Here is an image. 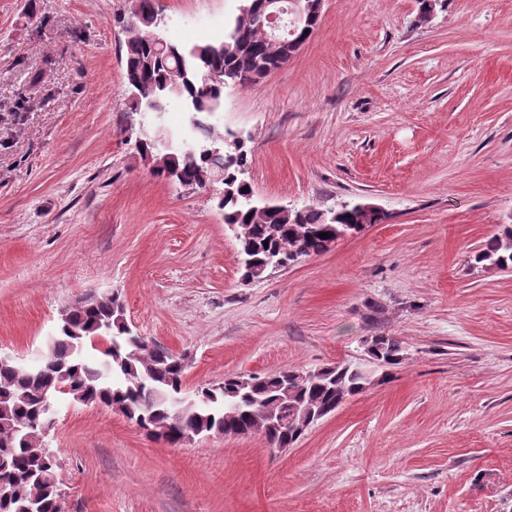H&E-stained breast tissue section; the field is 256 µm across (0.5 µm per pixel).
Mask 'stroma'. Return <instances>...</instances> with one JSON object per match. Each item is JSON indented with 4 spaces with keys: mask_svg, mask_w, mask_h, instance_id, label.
I'll return each instance as SVG.
<instances>
[{
    "mask_svg": "<svg viewBox=\"0 0 512 512\" xmlns=\"http://www.w3.org/2000/svg\"><path fill=\"white\" fill-rule=\"evenodd\" d=\"M242 0H156L167 41L222 39ZM137 0H0V352L48 351L65 310L112 294L184 357L188 388L407 352L294 447L211 434L170 445L71 400L49 446L61 512H512V269L473 255L512 224V0H326L319 28L224 93L215 134L255 198L383 214L331 250L242 278L212 192L155 175L130 111ZM364 343L368 354L376 357L381 364L382 373H385L382 380L407 358L402 341L395 336H374L370 340H365Z\"/></svg>",
    "mask_w": 512,
    "mask_h": 512,
    "instance_id": "35a3bbf8",
    "label": "stroma"
}]
</instances>
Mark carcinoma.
<instances>
[{"label":"carcinoma","mask_w":512,"mask_h":512,"mask_svg":"<svg viewBox=\"0 0 512 512\" xmlns=\"http://www.w3.org/2000/svg\"><path fill=\"white\" fill-rule=\"evenodd\" d=\"M152 27L136 30L125 45L126 80L137 87L141 100L175 101L190 113L194 144L170 152L167 171L181 185H198L199 172L221 176L218 208L224 223L235 224L253 243V260L261 264L269 255L284 259L286 269L298 260L327 250L336 230L346 224L361 232L382 216L367 217L357 205L317 207L306 205L286 217L267 213L261 217L242 203L241 174L248 164L242 149L232 159L210 152L216 142L209 119L220 106L224 88L245 87L283 67L286 54L274 53L266 32L253 21L231 24L220 41H205L184 48L171 43L161 50L152 40ZM329 233L323 239L320 234ZM477 264L512 268V227L487 240L474 254ZM95 338L108 342L101 357L85 356ZM368 354L376 357L382 372L390 375L407 358L403 342L395 336L365 340ZM183 358L149 342L128 326L122 305L115 298L86 295L66 311L49 353L40 367L0 363V512H59L61 490L57 460L48 454L45 440L30 423L41 416L43 393L57 383L70 386L69 396L91 405L118 408L140 428L170 445L178 444L181 431L199 434L240 435L258 425L271 448H290L300 438L296 426L304 418L335 407L362 392L370 382L354 365L341 361L314 370H283L200 387V400L171 408L183 384ZM141 380L136 390L130 380ZM279 421L268 425L270 411Z\"/></svg>","instance_id":"carcinoma-1"}]
</instances>
